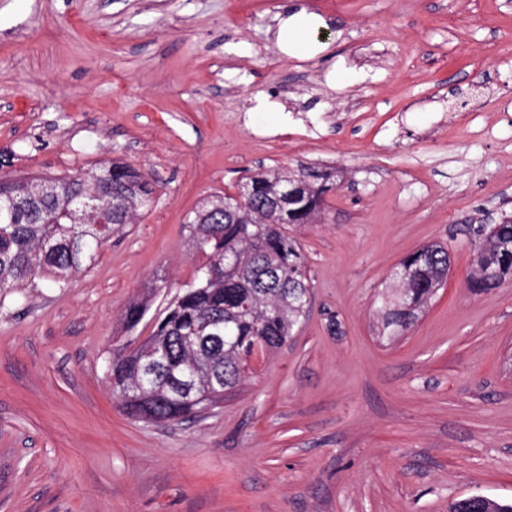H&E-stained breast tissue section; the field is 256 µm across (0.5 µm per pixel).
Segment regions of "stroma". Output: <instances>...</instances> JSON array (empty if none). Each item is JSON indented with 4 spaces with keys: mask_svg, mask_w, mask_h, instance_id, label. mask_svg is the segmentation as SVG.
<instances>
[{
    "mask_svg": "<svg viewBox=\"0 0 512 512\" xmlns=\"http://www.w3.org/2000/svg\"><path fill=\"white\" fill-rule=\"evenodd\" d=\"M325 45L282 53L279 14ZM119 158L155 207L60 292L0 293V512H448L512 502V280L467 285L469 227L512 214L504 0H0V176ZM339 170L295 235L309 315L197 419H129L106 382L120 314L193 274L184 226L258 168ZM447 282L401 339L376 297L409 252ZM472 498L482 500H473L470 497L459 500L451 504L449 512H512V503L485 499L483 495H473Z\"/></svg>",
    "mask_w": 512,
    "mask_h": 512,
    "instance_id": "35a3bbf8",
    "label": "stroma"
}]
</instances>
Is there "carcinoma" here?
<instances>
[{
	"label": "carcinoma",
	"mask_w": 512,
	"mask_h": 512,
	"mask_svg": "<svg viewBox=\"0 0 512 512\" xmlns=\"http://www.w3.org/2000/svg\"><path fill=\"white\" fill-rule=\"evenodd\" d=\"M332 178L319 166L269 168L248 178L245 198L214 194L189 213L197 258L191 279L154 312L153 299L168 288L160 277L122 313L129 333L145 320L152 324L149 336L108 361L110 389L128 417L197 416L207 403L180 400L175 375L195 368L198 384L228 394L246 378L245 358L271 353L295 334L309 313L311 284L292 227L322 218ZM1 198L24 206L0 214V289L48 280L66 291L157 195L142 172L112 160L72 176L1 178ZM474 246L472 292L512 279V220L487 225ZM448 259V248L429 244L393 269L391 287L380 295V338L393 342L419 320L446 281ZM449 512H512V503L466 498Z\"/></svg>",
	"instance_id": "1"
}]
</instances>
